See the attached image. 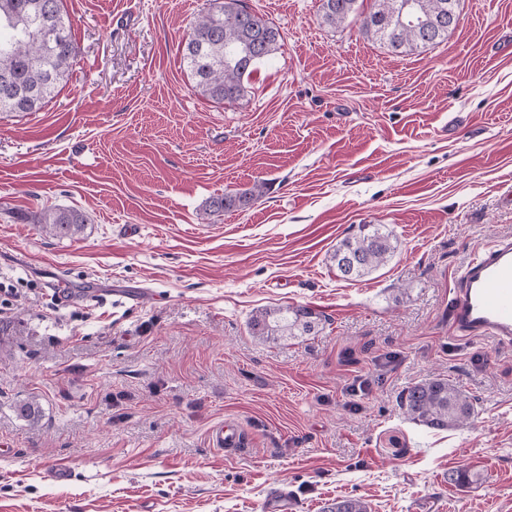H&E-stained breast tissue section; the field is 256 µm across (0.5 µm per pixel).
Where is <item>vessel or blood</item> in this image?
Here are the masks:
<instances>
[{
  "mask_svg": "<svg viewBox=\"0 0 512 512\" xmlns=\"http://www.w3.org/2000/svg\"><path fill=\"white\" fill-rule=\"evenodd\" d=\"M450 320L464 336L512 342V236L497 238L460 272L451 291ZM211 447L232 454L243 445L236 426L217 424Z\"/></svg>",
  "mask_w": 512,
  "mask_h": 512,
  "instance_id": "1",
  "label": "vessel or blood"
}]
</instances>
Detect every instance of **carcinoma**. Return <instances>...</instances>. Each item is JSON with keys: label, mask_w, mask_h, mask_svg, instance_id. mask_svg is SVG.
Listing matches in <instances>:
<instances>
[{"label": "carcinoma", "mask_w": 512, "mask_h": 512, "mask_svg": "<svg viewBox=\"0 0 512 512\" xmlns=\"http://www.w3.org/2000/svg\"><path fill=\"white\" fill-rule=\"evenodd\" d=\"M199 16L182 50L184 70L196 90L213 100H238L259 66L278 50L282 36L264 16L242 0H213ZM357 0H322L323 18L343 24L357 11ZM459 0H376L362 20L364 32L397 56L427 50L454 31L450 17ZM75 59L71 20L63 0H0V114L37 112L70 73ZM261 183L209 200L204 214L213 216L247 207L263 193ZM36 223L53 237L80 234L87 216L72 207L40 212ZM397 248L395 237L382 224H363L359 234L336 245L331 262L342 277L356 280L384 264ZM320 316L305 306L262 310L248 323L252 335L307 336L319 327ZM407 418L429 429L465 424L475 413L470 398L448 379L430 377L408 387L400 397ZM460 487L478 481L464 468L448 473ZM322 512H369L360 498L325 504Z\"/></svg>", "instance_id": "obj_1"}]
</instances>
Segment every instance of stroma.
I'll return each mask as SVG.
<instances>
[{"instance_id":"stroma-1","label":"stroma","mask_w":512,"mask_h":512,"mask_svg":"<svg viewBox=\"0 0 512 512\" xmlns=\"http://www.w3.org/2000/svg\"><path fill=\"white\" fill-rule=\"evenodd\" d=\"M245 3L282 41L241 99L182 65L212 0H64L67 82L0 115V512H262L277 491L295 512H512V343L448 322L460 266L512 234V0H460L448 39L406 56L363 32L374 0L338 26L321 0ZM55 205L83 232L42 233ZM363 224L398 247L348 281L329 256ZM286 305L319 331L251 335ZM432 376L474 402L467 425L403 415ZM227 419L250 441L229 457L207 439ZM263 183H256L250 189L225 193L222 196L209 200L205 206L204 214L213 216L226 211L246 208L252 201L263 193ZM36 224H40L41 230L50 236L73 237L84 230L88 218L78 209L58 206L41 211L36 217Z\"/></svg>"}]
</instances>
